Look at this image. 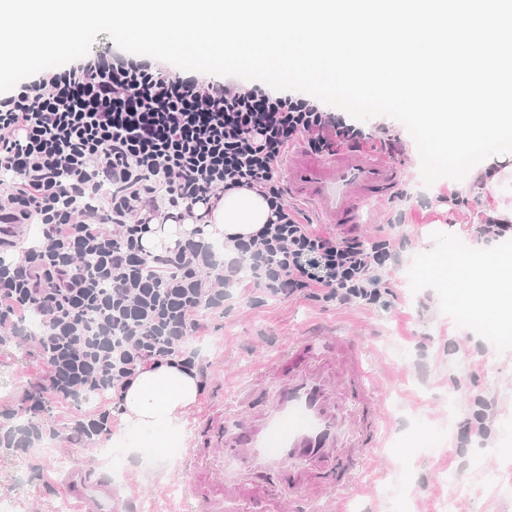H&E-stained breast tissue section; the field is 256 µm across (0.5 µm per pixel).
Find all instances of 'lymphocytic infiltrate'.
<instances>
[{"instance_id": "lymphocytic-infiltrate-1", "label": "lymphocytic infiltrate", "mask_w": 512, "mask_h": 512, "mask_svg": "<svg viewBox=\"0 0 512 512\" xmlns=\"http://www.w3.org/2000/svg\"><path fill=\"white\" fill-rule=\"evenodd\" d=\"M298 143L396 149L387 129L364 132L301 95L108 50L0 93V337L32 343L43 395L102 399L68 420L71 442L111 433L110 406L141 370L166 360L207 378L186 341L198 312L223 310L241 283L345 307L380 303L397 258L391 239L319 230L289 204L281 165ZM257 187L268 221L231 237L225 256L197 228L163 254L144 249L151 223L211 213L226 191ZM28 224L41 246H23Z\"/></svg>"}]
</instances>
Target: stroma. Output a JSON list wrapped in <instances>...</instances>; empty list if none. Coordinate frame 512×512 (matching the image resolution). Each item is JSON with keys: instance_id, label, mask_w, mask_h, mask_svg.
Returning a JSON list of instances; mask_svg holds the SVG:
<instances>
[{"instance_id": "35a3bbf8", "label": "stroma", "mask_w": 512, "mask_h": 512, "mask_svg": "<svg viewBox=\"0 0 512 512\" xmlns=\"http://www.w3.org/2000/svg\"><path fill=\"white\" fill-rule=\"evenodd\" d=\"M387 127L398 140L391 160L403 169L394 198L370 200L359 232L371 241L394 239L398 260L376 307H339L304 298H275L262 290L234 292L223 313L200 311V337L190 338L209 362L208 379L194 411L182 422L177 446L149 431L127 441L114 429L113 454L104 440L74 444L65 422L88 405L46 401V433L29 452L0 445V506L7 512H77L60 480V455L103 475L113 488L150 512H181L190 476L183 457L195 437L197 414L213 401H233L237 381L253 375L289 337L309 328L343 327L357 337L363 365L382 387L384 414L377 447L368 449L363 486L341 501L313 499L306 512H512V328L488 332L487 321L465 320L461 288L440 268L482 243L498 262L512 265V235L477 236L475 213L495 208L493 196L445 203L460 184L449 178L424 187L416 144L406 128L387 116L363 121ZM31 344L0 343V412L17 408L40 379ZM483 412L484 439H458L476 412ZM157 445L156 454L142 448Z\"/></svg>"}]
</instances>
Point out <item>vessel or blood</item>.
I'll return each instance as SVG.
<instances>
[{
	"instance_id": "1",
	"label": "vessel or blood",
	"mask_w": 512,
	"mask_h": 512,
	"mask_svg": "<svg viewBox=\"0 0 512 512\" xmlns=\"http://www.w3.org/2000/svg\"><path fill=\"white\" fill-rule=\"evenodd\" d=\"M287 169L291 195L342 229L359 223L362 201L389 198L401 183L396 166L365 150L315 157L301 149ZM258 387L271 394L261 409L252 398ZM234 394V411L218 401L197 418L183 460L191 475L184 488L188 512H227L247 500L261 503V512H280L279 496L259 481L267 474L299 505L357 489L364 453L378 436L380 404L354 337L311 328L240 382ZM223 447L230 449L239 477L225 478L213 456V449ZM65 487L82 512H118L111 486L83 465H76Z\"/></svg>"
}]
</instances>
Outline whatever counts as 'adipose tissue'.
Masks as SVG:
<instances>
[{"label":"adipose tissue","instance_id":"ef3b65f1","mask_svg":"<svg viewBox=\"0 0 512 512\" xmlns=\"http://www.w3.org/2000/svg\"><path fill=\"white\" fill-rule=\"evenodd\" d=\"M270 210L255 191H227L211 218L207 234L227 238L250 235L266 223ZM462 264L469 279L464 301L483 320L512 324V268L494 264L481 248H473ZM200 383L195 372L169 362L139 372L126 386L121 414L127 433L146 430L176 433L183 416L196 405Z\"/></svg>","mask_w":512,"mask_h":512}]
</instances>
